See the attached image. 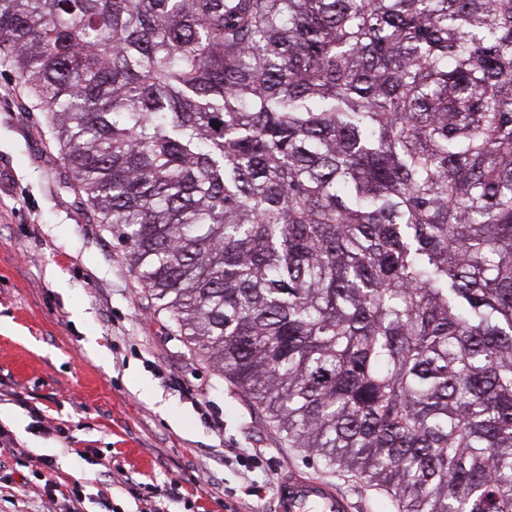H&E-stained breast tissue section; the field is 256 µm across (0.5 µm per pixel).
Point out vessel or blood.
<instances>
[{"label": "vessel or blood", "mask_w": 512, "mask_h": 512, "mask_svg": "<svg viewBox=\"0 0 512 512\" xmlns=\"http://www.w3.org/2000/svg\"><path fill=\"white\" fill-rule=\"evenodd\" d=\"M275 512H357L358 504L338 486L294 468L280 471Z\"/></svg>", "instance_id": "1"}]
</instances>
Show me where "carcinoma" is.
Here are the masks:
<instances>
[{"label": "carcinoma", "mask_w": 512, "mask_h": 512, "mask_svg": "<svg viewBox=\"0 0 512 512\" xmlns=\"http://www.w3.org/2000/svg\"><path fill=\"white\" fill-rule=\"evenodd\" d=\"M0 60L288 446L512 512V0H0Z\"/></svg>", "instance_id": "1"}]
</instances>
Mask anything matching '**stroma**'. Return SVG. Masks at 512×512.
Returning <instances> with one entry per match:
<instances>
[{
  "label": "stroma",
  "instance_id": "stroma-1",
  "mask_svg": "<svg viewBox=\"0 0 512 512\" xmlns=\"http://www.w3.org/2000/svg\"><path fill=\"white\" fill-rule=\"evenodd\" d=\"M204 395L197 407L183 393ZM223 420L214 432L208 415ZM0 512L84 483L85 512H273L286 467L331 480L364 512L382 490L289 447L263 412L150 307L110 232L88 223L44 114L0 62ZM262 449L252 459V449ZM52 458L32 472L22 452ZM257 495H250V488Z\"/></svg>",
  "mask_w": 512,
  "mask_h": 512
}]
</instances>
